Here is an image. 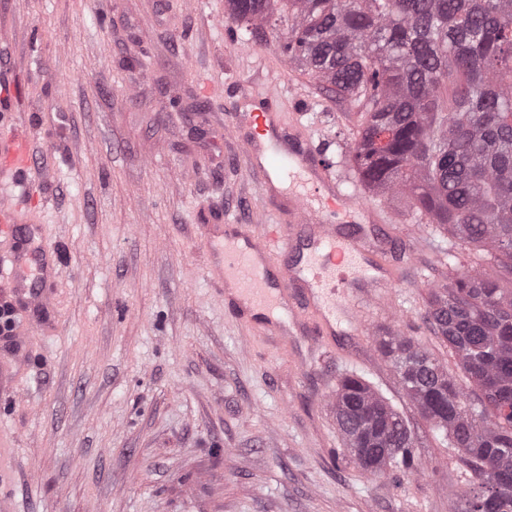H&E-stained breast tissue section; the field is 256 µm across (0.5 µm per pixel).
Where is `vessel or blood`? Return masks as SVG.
I'll use <instances>...</instances> for the list:
<instances>
[{
    "mask_svg": "<svg viewBox=\"0 0 512 512\" xmlns=\"http://www.w3.org/2000/svg\"><path fill=\"white\" fill-rule=\"evenodd\" d=\"M278 91L266 86L237 112L225 133L233 138L249 168L261 172L267 187L296 178L288 190V210L272 224L245 220L224 223L222 217L204 224L212 253L209 279L225 305L250 322L269 324L275 336L300 335L333 347L336 315L345 313L360 326L369 308L383 307V292L399 277L389 261L393 238L385 231L371 232L380 214L364 200L343 197L309 139L276 109ZM0 162L25 188L32 170L25 143L15 138L0 141ZM339 212L359 219L343 228L329 218ZM34 214L21 211L10 196H0V231L35 223ZM5 271L8 308L22 328L46 333L53 325L42 316L51 304L57 267L49 252L33 256L20 249L0 255ZM26 341L18 336L10 354L0 357V390L15 395L16 375L25 357Z\"/></svg>",
    "mask_w": 512,
    "mask_h": 512,
    "instance_id": "obj_1",
    "label": "vessel or blood"
}]
</instances>
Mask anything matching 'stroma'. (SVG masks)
Listing matches in <instances>:
<instances>
[{"mask_svg":"<svg viewBox=\"0 0 512 512\" xmlns=\"http://www.w3.org/2000/svg\"><path fill=\"white\" fill-rule=\"evenodd\" d=\"M225 0H0V83L22 92L32 174L0 172V195L36 213L58 259L56 330L31 332L19 400L0 398L14 438L17 512H453L468 490L457 449L409 400L376 339L384 328L466 377L426 322L448 279L449 234L400 194L373 201L409 265L392 306L331 355L304 336L269 339L226 313L206 279L204 215L273 219L224 128L245 94L278 83L341 191H366L349 161L359 105L290 64L270 27L228 42ZM43 31L37 43L31 28ZM223 86L203 98L202 82ZM363 376L417 437L419 468L373 476L342 445L330 396Z\"/></svg>","mask_w":512,"mask_h":512,"instance_id":"1","label":"stroma"}]
</instances>
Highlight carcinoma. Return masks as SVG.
Listing matches in <instances>:
<instances>
[{"label": "carcinoma", "instance_id": "cac0c4a2", "mask_svg": "<svg viewBox=\"0 0 512 512\" xmlns=\"http://www.w3.org/2000/svg\"><path fill=\"white\" fill-rule=\"evenodd\" d=\"M234 23H279L283 55L336 96L362 103L350 161L374 195H405L512 281V0H226ZM427 319L480 395L412 338L378 347L402 390L475 481L455 512H512V287L461 265ZM364 471L415 467L404 418L360 377L333 396Z\"/></svg>", "mask_w": 512, "mask_h": 512}]
</instances>
